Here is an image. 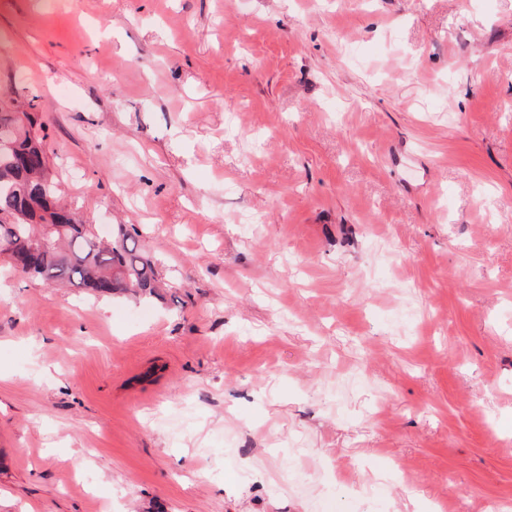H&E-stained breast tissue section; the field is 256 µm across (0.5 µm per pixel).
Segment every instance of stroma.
<instances>
[{
	"label": "stroma",
	"instance_id": "35a3bbf8",
	"mask_svg": "<svg viewBox=\"0 0 512 512\" xmlns=\"http://www.w3.org/2000/svg\"><path fill=\"white\" fill-rule=\"evenodd\" d=\"M149 300L0 258V512H512V0H0V113Z\"/></svg>",
	"mask_w": 512,
	"mask_h": 512
}]
</instances>
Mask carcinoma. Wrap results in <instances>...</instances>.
Listing matches in <instances>:
<instances>
[{"instance_id": "cac0c4a2", "label": "carcinoma", "mask_w": 512, "mask_h": 512, "mask_svg": "<svg viewBox=\"0 0 512 512\" xmlns=\"http://www.w3.org/2000/svg\"><path fill=\"white\" fill-rule=\"evenodd\" d=\"M37 116L0 113V255L53 286L140 300L159 295L151 259L119 224L103 240L59 206Z\"/></svg>"}]
</instances>
